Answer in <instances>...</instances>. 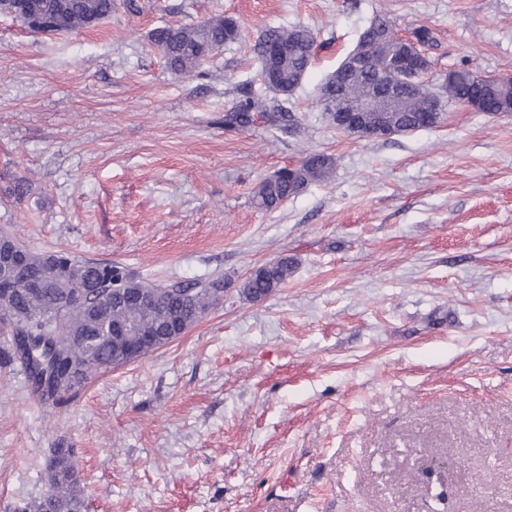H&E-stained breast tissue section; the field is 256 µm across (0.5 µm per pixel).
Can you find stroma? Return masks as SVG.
I'll return each mask as SVG.
<instances>
[{
  "label": "stroma",
  "instance_id": "35a3bbf8",
  "mask_svg": "<svg viewBox=\"0 0 512 512\" xmlns=\"http://www.w3.org/2000/svg\"><path fill=\"white\" fill-rule=\"evenodd\" d=\"M63 34L0 15V230L36 252L112 263L155 284L221 280L183 336L45 400L0 331V512L41 500L74 451L83 512H512V112L447 106L437 126L340 132L322 83L378 14L433 30L449 70L512 77V0H114ZM233 17L188 80L150 38ZM322 48L287 124L231 133L256 45L281 26ZM331 176L278 209L259 183L306 155ZM22 185L23 195L13 193ZM294 260L254 302L250 271Z\"/></svg>",
  "mask_w": 512,
  "mask_h": 512
}]
</instances>
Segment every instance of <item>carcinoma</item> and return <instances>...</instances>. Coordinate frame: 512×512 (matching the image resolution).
Listing matches in <instances>:
<instances>
[{
  "mask_svg": "<svg viewBox=\"0 0 512 512\" xmlns=\"http://www.w3.org/2000/svg\"><path fill=\"white\" fill-rule=\"evenodd\" d=\"M113 0H0V13L19 19L33 32L50 29L67 32L94 25L112 15ZM241 37L236 20L223 15L212 16L193 27L163 26L153 30L152 42L162 52L167 67L180 75L201 76L200 67L213 52ZM288 50L284 68L272 85L267 84L268 47ZM403 43L392 24L377 16L360 33L356 49L367 60V67L346 72L343 65L327 78L320 89V103L336 121V113L348 110L369 96L381 83L403 84L392 69V59ZM319 45L313 33L301 26L280 27L265 38L259 50L260 87H250L244 100L224 115V126L243 130L257 121L274 122L278 115L267 110L264 93L274 90L292 92L304 79L305 67L317 54ZM443 90L448 104L477 98L485 112H506L512 108L509 92L494 91L481 77L467 68L451 71ZM427 108L425 96L409 95L398 107L380 100L371 122L396 126L405 133L418 127L436 126L442 113L422 117ZM334 167V158L312 153L293 168L278 171L275 179H264L254 192L258 208L270 211L299 195L309 184L326 180ZM8 239L26 253L28 271L24 275H6L0 291V324L9 327L13 336H47L52 349L35 344L19 357L43 398H56L85 383L103 370L129 363L124 356L125 338L112 337V326L130 324L128 336H171L176 327L194 324L196 310L208 309L224 292V282L213 280L189 288L180 283L156 286L157 297L149 304L130 299H112V285L136 286L124 268L112 264L83 261L67 253H37L24 248L12 235ZM294 262L286 257L270 261L255 269L244 281L243 294L252 301L267 297L283 285L292 274ZM55 275L50 288H37L34 281L46 270ZM89 293L92 301L103 304L96 310L76 301ZM43 481L46 496L33 506V512H83L84 499L72 466L70 449L57 448L47 466Z\"/></svg>",
  "mask_w": 512,
  "mask_h": 512,
  "instance_id": "1",
  "label": "carcinoma"
}]
</instances>
